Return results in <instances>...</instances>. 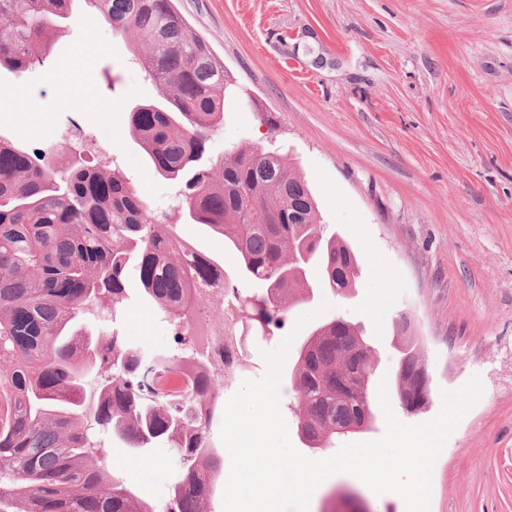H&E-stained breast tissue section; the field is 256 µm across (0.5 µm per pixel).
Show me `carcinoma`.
<instances>
[{"label":"carcinoma","mask_w":512,"mask_h":512,"mask_svg":"<svg viewBox=\"0 0 512 512\" xmlns=\"http://www.w3.org/2000/svg\"><path fill=\"white\" fill-rule=\"evenodd\" d=\"M76 0H0V70L26 73L49 49L48 29ZM115 34L134 33V59L167 97L128 112L130 136L153 172L180 187L185 220L221 234L236 267L230 275L154 212L118 170L91 164L82 146L63 162L51 147L0 137V512H157L111 473L109 437L141 454L167 448L178 473L164 512H203L223 476V448L212 435L221 395L240 378L224 374L195 338L196 317L214 308L254 339H271L291 307L321 286L355 285L360 270L345 243L323 238L307 183L285 169L273 147L209 156L232 86L224 62L192 34L173 0H84ZM320 269L316 280L311 267ZM222 275L224 302L203 290ZM135 278L139 299L158 310L170 337L145 354L116 325ZM112 323V337L93 336ZM297 356L289 390L310 448L363 418L355 394L367 358L353 352L362 330L320 324ZM395 371L394 396L406 411L418 399L423 365L413 337ZM185 372L170 391L166 375Z\"/></svg>","instance_id":"carcinoma-1"}]
</instances>
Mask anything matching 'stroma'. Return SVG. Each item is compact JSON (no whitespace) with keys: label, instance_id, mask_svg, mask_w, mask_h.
I'll list each match as a JSON object with an SVG mask.
<instances>
[{"label":"stroma","instance_id":"obj_1","mask_svg":"<svg viewBox=\"0 0 512 512\" xmlns=\"http://www.w3.org/2000/svg\"><path fill=\"white\" fill-rule=\"evenodd\" d=\"M177 9L238 87L211 157L264 145L271 116L325 236L363 267L355 287L314 289L273 340L251 344L250 379L265 376V353L311 312L362 325L376 379L392 377L407 316L423 338L429 403L415 415L394 399L373 405L371 423L337 445L379 439L389 411L407 425L429 422L443 392L479 379L480 400L434 465L431 512H512V0H177ZM48 37L51 54L24 76L0 71V135L63 145L79 113L100 160L155 212L172 209L173 183L150 172L125 133L128 111L163 95L133 64L131 37L83 0ZM283 59L295 75L284 76ZM122 331L148 350L169 342L136 301ZM155 457L146 467L115 445L107 464L161 506L176 464L165 449ZM354 492L370 512H406L400 496L344 472L317 487L309 512H352Z\"/></svg>","mask_w":512,"mask_h":512}]
</instances>
